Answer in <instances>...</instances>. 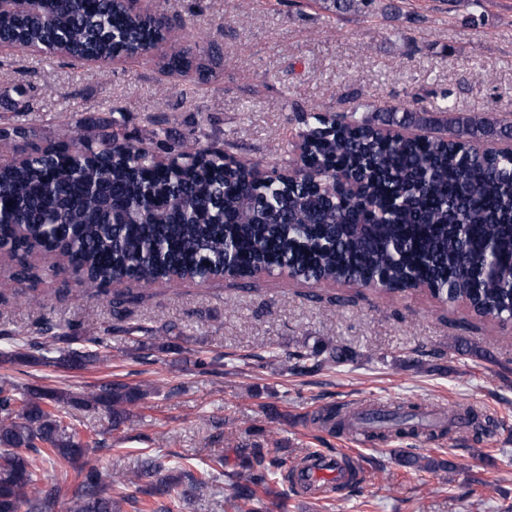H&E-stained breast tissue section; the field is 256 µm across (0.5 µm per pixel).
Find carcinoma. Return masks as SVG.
I'll return each instance as SVG.
<instances>
[{"mask_svg": "<svg viewBox=\"0 0 512 512\" xmlns=\"http://www.w3.org/2000/svg\"><path fill=\"white\" fill-rule=\"evenodd\" d=\"M19 16L0 18V38L20 39L70 58L88 54L108 61L160 35L161 26L136 20L113 0H32ZM163 67L198 73L210 69L188 52ZM380 123L370 118L294 116L292 138L299 156L272 164L261 178L257 165L224 150L174 137L150 118L147 137L133 140L113 130L112 113L80 116L52 147L0 166V240L13 278L35 282L61 270L79 275L93 300H104L120 325L136 300L130 283L149 287L184 279L208 282L226 275L251 279L286 267L317 284L345 282L404 292L426 285L439 298L463 300L481 317L512 323V156L488 154L481 138H511L512 125L494 116L459 115L448 105L437 115L406 114L384 106ZM447 128L448 136L404 137V124ZM107 132L96 150L90 130ZM28 138L22 125L0 126V148L15 151ZM365 228L359 232L356 224ZM53 257L47 266L43 261ZM44 316L36 335L23 340L19 359L30 366L87 369L103 362L99 336L52 334ZM60 344L54 349L53 344ZM88 343L86 351L63 345ZM348 350L314 346L291 355L296 363L339 362ZM153 390L103 382L74 397L59 388L0 386V512H114L112 485L141 483L150 498H187L209 486L210 474L184 469L162 474L157 460L133 478L105 482L86 466L90 443L64 424L68 408L103 407L112 427L132 421ZM472 437L501 423L467 410ZM416 407L380 410L362 430L369 442L391 438H443L410 420ZM313 421L332 432L347 414L327 408ZM78 470L70 501L48 485L36 456ZM283 461L252 448L233 485L235 499L250 503L267 491Z\"/></svg>", "mask_w": 512, "mask_h": 512, "instance_id": "1", "label": "carcinoma"}]
</instances>
